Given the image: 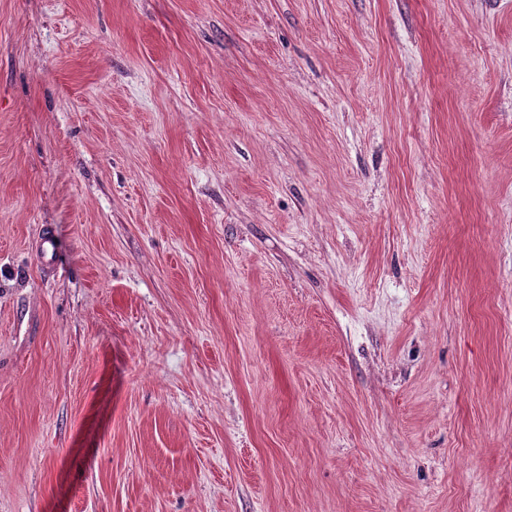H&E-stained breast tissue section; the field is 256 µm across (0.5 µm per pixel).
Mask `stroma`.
Listing matches in <instances>:
<instances>
[{"label":"stroma","instance_id":"obj_1","mask_svg":"<svg viewBox=\"0 0 512 512\" xmlns=\"http://www.w3.org/2000/svg\"><path fill=\"white\" fill-rule=\"evenodd\" d=\"M0 512H512V0H0Z\"/></svg>","mask_w":512,"mask_h":512}]
</instances>
